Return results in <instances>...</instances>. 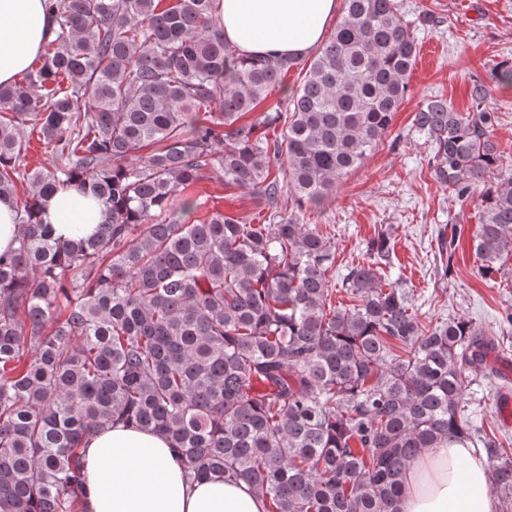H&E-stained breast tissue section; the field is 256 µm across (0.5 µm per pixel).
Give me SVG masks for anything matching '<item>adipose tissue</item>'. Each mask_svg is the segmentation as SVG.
Segmentation results:
<instances>
[{
    "mask_svg": "<svg viewBox=\"0 0 512 512\" xmlns=\"http://www.w3.org/2000/svg\"><path fill=\"white\" fill-rule=\"evenodd\" d=\"M338 0H222L224 40L244 56L300 58L323 39ZM49 38L44 0H0V84H14ZM57 237L93 235L100 203L72 188L45 201ZM83 512H264L250 484L189 479L169 439L115 422L86 435ZM400 512H498L484 460L471 449L428 448L410 465Z\"/></svg>",
    "mask_w": 512,
    "mask_h": 512,
    "instance_id": "ef3b65f1",
    "label": "adipose tissue"
}]
</instances>
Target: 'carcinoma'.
Listing matches in <instances>:
<instances>
[{"label": "carcinoma", "mask_w": 512, "mask_h": 512, "mask_svg": "<svg viewBox=\"0 0 512 512\" xmlns=\"http://www.w3.org/2000/svg\"><path fill=\"white\" fill-rule=\"evenodd\" d=\"M161 2L46 0L52 38L0 85V197L31 186L0 254V512H79L81 440L115 421L167 436L195 479L252 484L264 512H398L416 455L457 445L484 450L512 501V448L464 405L494 341L420 321L385 228L336 305L333 245L300 218L391 132L417 57L398 0H344L284 109L263 104L298 59L238 56L218 0ZM469 94L467 112L428 99L413 127L437 182L483 186L487 278L512 257V176L485 84ZM28 122L55 158L30 173ZM208 170L255 189L263 223L190 222ZM68 187L104 205L96 235L44 223Z\"/></svg>", "instance_id": "obj_1"}]
</instances>
